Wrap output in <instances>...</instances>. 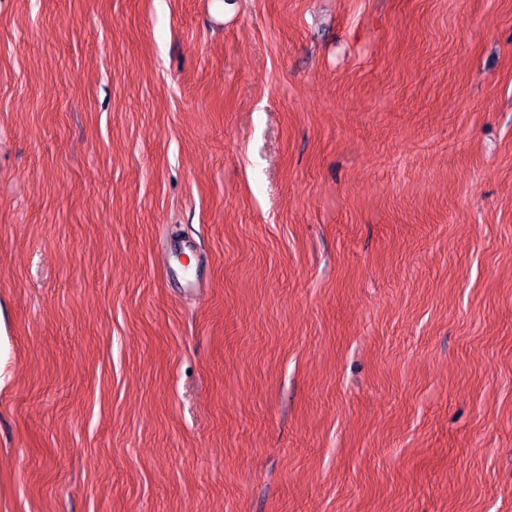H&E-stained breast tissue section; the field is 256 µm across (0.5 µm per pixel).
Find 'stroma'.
<instances>
[{
	"mask_svg": "<svg viewBox=\"0 0 512 512\" xmlns=\"http://www.w3.org/2000/svg\"><path fill=\"white\" fill-rule=\"evenodd\" d=\"M0 512H512V0H0Z\"/></svg>",
	"mask_w": 512,
	"mask_h": 512,
	"instance_id": "obj_1",
	"label": "stroma"
}]
</instances>
